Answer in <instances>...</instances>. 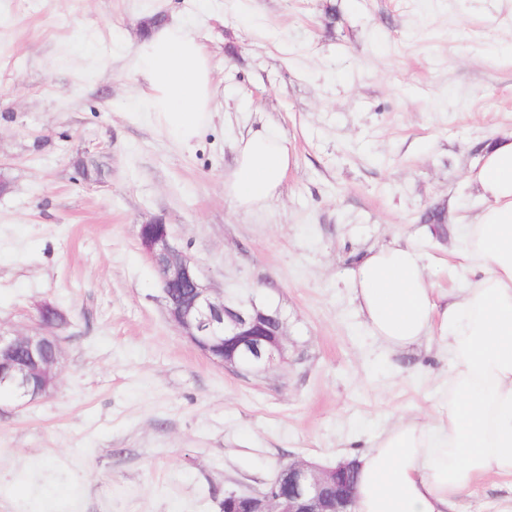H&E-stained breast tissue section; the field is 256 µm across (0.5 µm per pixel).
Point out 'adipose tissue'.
Returning a JSON list of instances; mask_svg holds the SVG:
<instances>
[{
  "mask_svg": "<svg viewBox=\"0 0 512 512\" xmlns=\"http://www.w3.org/2000/svg\"><path fill=\"white\" fill-rule=\"evenodd\" d=\"M143 89L134 108L171 141L188 145L213 117L214 89L204 46L180 22L152 29L136 47ZM295 160L287 140L257 132L241 140L224 192L251 211L278 195ZM486 207L459 229L454 256L464 288L446 307L413 242L368 250L349 271L372 336L405 348L448 336L445 417L402 419L357 455L355 512H452L481 480L512 478V134L497 139L470 173Z\"/></svg>",
  "mask_w": 512,
  "mask_h": 512,
  "instance_id": "1",
  "label": "adipose tissue"
}]
</instances>
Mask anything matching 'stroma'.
I'll return each mask as SVG.
<instances>
[{
	"label": "stroma",
	"mask_w": 512,
	"mask_h": 512,
	"mask_svg": "<svg viewBox=\"0 0 512 512\" xmlns=\"http://www.w3.org/2000/svg\"><path fill=\"white\" fill-rule=\"evenodd\" d=\"M159 13L205 45L217 84L187 146L132 107ZM265 125L295 163L246 212L224 179ZM504 132L512 0H0V328L30 332L46 302L68 319L53 392L0 393V512H221L289 461L331 466L399 419L444 417L443 331L388 350L348 271L410 240L439 287H462L454 229L486 205L468 174ZM155 219L215 295L281 311L286 363L235 372L182 335L138 239ZM510 503L512 479L489 478L456 512Z\"/></svg>",
	"instance_id": "stroma-1"
}]
</instances>
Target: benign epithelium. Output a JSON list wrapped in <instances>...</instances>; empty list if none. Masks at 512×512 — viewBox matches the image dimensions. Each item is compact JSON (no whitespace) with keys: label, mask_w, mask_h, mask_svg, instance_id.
<instances>
[{"label":"benign epithelium","mask_w":512,"mask_h":512,"mask_svg":"<svg viewBox=\"0 0 512 512\" xmlns=\"http://www.w3.org/2000/svg\"><path fill=\"white\" fill-rule=\"evenodd\" d=\"M138 237L147 257L158 269L169 318L209 360L246 373H261L285 360L283 320L278 310L234 306L212 295L196 262L173 241L169 227L156 219L139 225ZM65 315L50 303L39 309L37 329L15 334L0 328V384L9 380L17 395L34 400L54 387L61 350L51 339L42 316ZM53 344H48V340ZM353 462L323 467L294 460L279 468L266 491L229 493L224 512H353Z\"/></svg>","instance_id":"1"}]
</instances>
